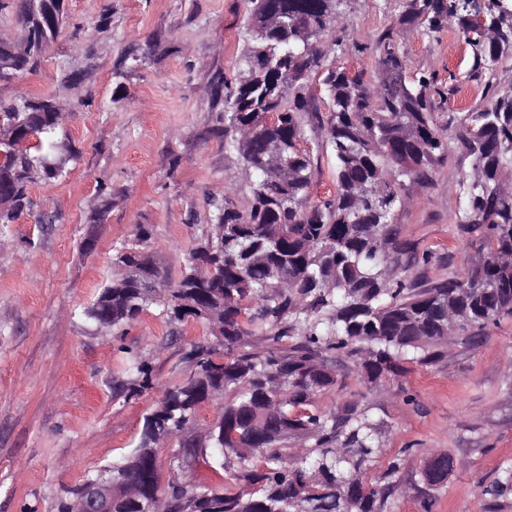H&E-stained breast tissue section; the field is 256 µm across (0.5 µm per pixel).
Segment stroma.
<instances>
[{"instance_id":"35a3bbf8","label":"stroma","mask_w":512,"mask_h":512,"mask_svg":"<svg viewBox=\"0 0 512 512\" xmlns=\"http://www.w3.org/2000/svg\"><path fill=\"white\" fill-rule=\"evenodd\" d=\"M407 3L348 0L344 19L317 44L320 69L307 80L303 116L311 200L336 187L324 149L325 69L377 83L380 48L392 42L406 79L434 75L443 128L483 104L488 84L512 88V58L488 79L473 70L456 28H403ZM63 9L64 27L40 66L0 81L2 99L55 96L69 113L60 138L76 154L58 180L29 185V206L0 240V512H56L85 471L135 446L159 394L113 400L118 345L150 353L160 384L178 378L182 346L168 342L156 309L119 342L83 314L112 277L115 247L134 243L136 225H154L152 259L178 278L216 207L245 208L253 190L240 156L224 148L225 98L247 43L250 0H64ZM467 164L450 147L398 215L399 263L416 286L484 255L456 222L464 196L455 174ZM43 212L52 223H38ZM413 253L431 259L414 264ZM339 373L344 389L318 393L316 407L358 397L383 422L385 448L408 449L404 485L423 487L431 452L454 458L431 512H512V494L496 501L485 492L512 466V319L489 326L478 344L454 339L442 361L377 389L360 384L351 362Z\"/></svg>"}]
</instances>
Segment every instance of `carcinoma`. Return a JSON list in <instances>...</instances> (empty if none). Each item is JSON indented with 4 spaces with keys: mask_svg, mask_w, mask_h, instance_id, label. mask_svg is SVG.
<instances>
[{
    "mask_svg": "<svg viewBox=\"0 0 512 512\" xmlns=\"http://www.w3.org/2000/svg\"><path fill=\"white\" fill-rule=\"evenodd\" d=\"M347 0H252L250 43L241 75L226 98L224 149L235 151L255 178L245 209L224 202L209 233L176 281L143 262L151 224L136 225L137 244L116 251L113 274L83 315L125 335L149 308L171 327L204 325L211 339L191 341L187 369L143 416L135 447L110 466L88 471L58 512H75L84 489L112 479L110 512H390L406 496L400 473L406 450L388 456L382 425L352 398L329 411L317 393L342 386L336 362H353L361 384L377 388L411 366L446 357L448 340L481 339L491 324L512 318V92L494 91L477 110L453 117L454 138L469 169L456 182L466 203L457 223L478 233V263L418 288L393 262L403 248L393 224L408 197L448 152L432 112L434 77H403V60L387 43L378 60L385 78L369 87L340 68L327 70L326 148L334 159L336 192L308 205L310 152L302 114L306 81L320 64L315 42L341 18ZM486 37L470 34L465 0H408L403 25L430 32L451 24L471 49L472 67L495 76L512 57V27L497 7L485 8ZM25 29L18 72L34 70L49 39ZM66 113L51 100L0 99V122L35 143L24 150L0 143V176L13 203L0 226L30 205L28 185L56 179L69 156L58 130ZM112 378V398L128 401L159 388L150 355L129 347ZM218 401L200 444L202 404ZM175 439L185 457L202 460L215 479L170 467L161 485L158 450ZM304 440L305 448L288 446ZM512 493V468L486 489Z\"/></svg>",
    "mask_w": 512,
    "mask_h": 512,
    "instance_id": "cac0c4a2",
    "label": "carcinoma"
}]
</instances>
